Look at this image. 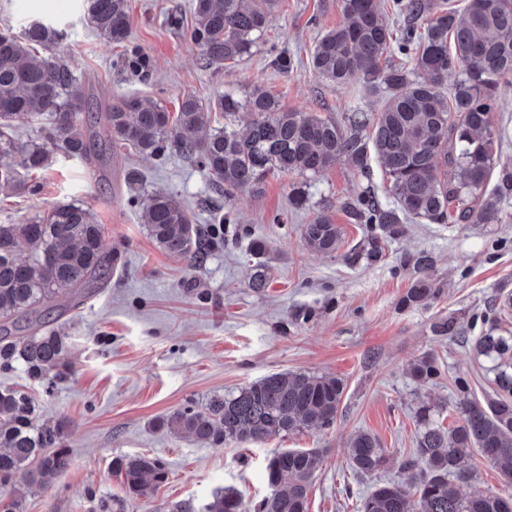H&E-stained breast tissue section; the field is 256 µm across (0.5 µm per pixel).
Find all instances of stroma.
Segmentation results:
<instances>
[{"label": "stroma", "mask_w": 512, "mask_h": 512, "mask_svg": "<svg viewBox=\"0 0 512 512\" xmlns=\"http://www.w3.org/2000/svg\"><path fill=\"white\" fill-rule=\"evenodd\" d=\"M171 0H130L131 40L154 60L149 84L123 83L112 74L119 46L87 25L84 0H0V29L20 31L31 20L64 29L65 55L89 98L86 112L129 94L158 99L177 112L181 99L214 101L231 92L245 96L260 87L288 108L348 110L353 100L373 108L360 87L321 83L306 60L319 33L341 20L340 0H280L267 23V44L287 47L300 65L273 72L265 47L246 61L203 67L185 35L164 25ZM140 173L149 191H166L190 209L195 223L211 228L221 212L238 223L200 266L161 251L140 222V208L125 183L126 170ZM359 179L344 164L309 179L308 203L292 208L288 183L269 178L261 194L215 197L203 171L179 155L155 159L117 152L111 166L94 169L77 158L57 157L33 175L21 192L0 195V224H23L53 206L79 201L104 226V249L116 266L102 290L69 308L53 326L71 340L69 372L35 381L21 361L0 365L1 386H26L43 419L67 422L72 464L49 487H30L24 512H91L99 500L122 495L115 457L145 453L162 461L168 480L147 497L129 498L124 512H172L182 501L202 506L217 490L251 503L270 492L266 459L283 448H318L323 460L308 492V512H357L361 495L397 481V463L414 448L416 410L430 404L435 419L452 422L461 398L494 397V363L471 345L474 337L512 330V313L501 310L512 296V194L497 224L403 225L383 243L381 258L349 261L369 229L339 210L341 247L329 254L308 251L300 227L326 203L357 192ZM266 243L268 288L249 286L253 238ZM427 255L431 267L414 265ZM436 288L425 304L404 306L418 280ZM441 317L456 318L459 335L432 332ZM436 356L442 379L419 387L412 363ZM335 376L346 383L336 422L288 437L216 448L158 427V418L214 395L230 394L262 377L285 372ZM373 433L390 453L386 468L364 476L351 468L346 443L357 432Z\"/></svg>", "instance_id": "1"}]
</instances>
